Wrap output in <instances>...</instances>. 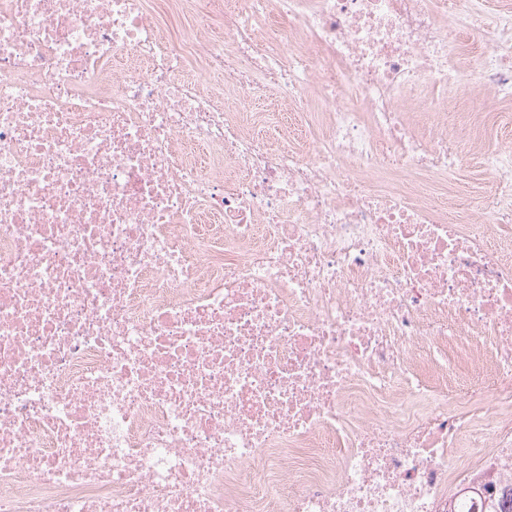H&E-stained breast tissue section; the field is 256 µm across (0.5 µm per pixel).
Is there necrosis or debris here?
I'll list each match as a JSON object with an SVG mask.
<instances>
[{"label": "necrosis or debris", "instance_id": "obj_1", "mask_svg": "<svg viewBox=\"0 0 512 512\" xmlns=\"http://www.w3.org/2000/svg\"><path fill=\"white\" fill-rule=\"evenodd\" d=\"M481 14L0 0V512L512 503V151L447 118L512 101ZM484 186L483 176L475 163L466 164L456 175L454 180V198L464 200L468 199L472 194L480 191Z\"/></svg>", "mask_w": 512, "mask_h": 512}]
</instances>
